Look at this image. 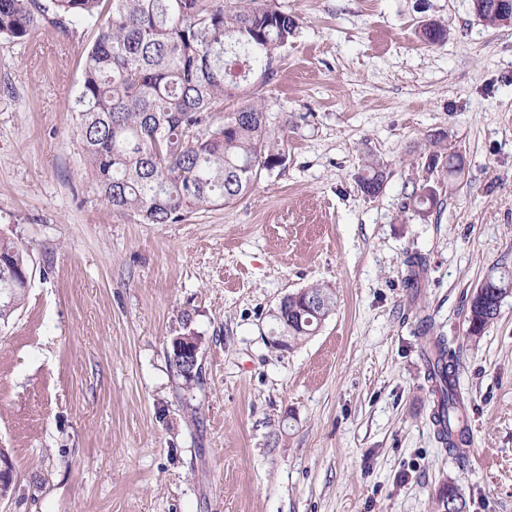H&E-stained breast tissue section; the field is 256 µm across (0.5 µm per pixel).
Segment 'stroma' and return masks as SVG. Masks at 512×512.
<instances>
[{
  "mask_svg": "<svg viewBox=\"0 0 512 512\" xmlns=\"http://www.w3.org/2000/svg\"><path fill=\"white\" fill-rule=\"evenodd\" d=\"M300 27L246 88L287 160L229 206L145 224L95 192L76 97L96 30L40 21L0 36V236L31 249L21 308L0 326V512H512V295L481 338L470 299L512 272V21L471 0H275ZM445 25L441 46L421 22ZM461 153L448 176L431 141ZM383 190L361 192L366 159ZM433 187L429 213L408 210ZM419 276L407 287V261ZM336 308L280 351L288 293ZM455 354L469 441L449 449L420 319ZM200 343L192 389L168 362Z\"/></svg>",
  "mask_w": 512,
  "mask_h": 512,
  "instance_id": "stroma-1",
  "label": "stroma"
}]
</instances>
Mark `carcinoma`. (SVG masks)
I'll list each match as a JSON object with an SVG mask.
<instances>
[{
	"instance_id": "carcinoma-1",
	"label": "carcinoma",
	"mask_w": 512,
	"mask_h": 512,
	"mask_svg": "<svg viewBox=\"0 0 512 512\" xmlns=\"http://www.w3.org/2000/svg\"><path fill=\"white\" fill-rule=\"evenodd\" d=\"M0 0V35L25 40L40 17L62 29L73 19L97 29L76 99L78 147L96 193L112 209L146 224L174 223L189 209L236 202L262 171L286 159L287 129L270 128L264 105L246 98L241 82L273 65L292 44L297 19L266 0ZM440 45L448 30L430 23L418 33ZM433 165L462 170L456 153L435 151ZM368 195L383 189L385 171L373 161L358 179ZM417 212H429L436 195L424 186L410 196ZM30 275L29 250L0 238V323L24 301ZM490 283L471 298L468 336L477 339L512 294V273L491 271ZM315 297L310 308L305 298ZM336 296L319 284L288 295L279 329L290 346L313 335L334 311ZM425 355L435 379L433 420L450 448L466 439L464 403L455 382L454 356L444 340L429 335ZM458 512L467 501L454 485L444 486Z\"/></svg>"
}]
</instances>
